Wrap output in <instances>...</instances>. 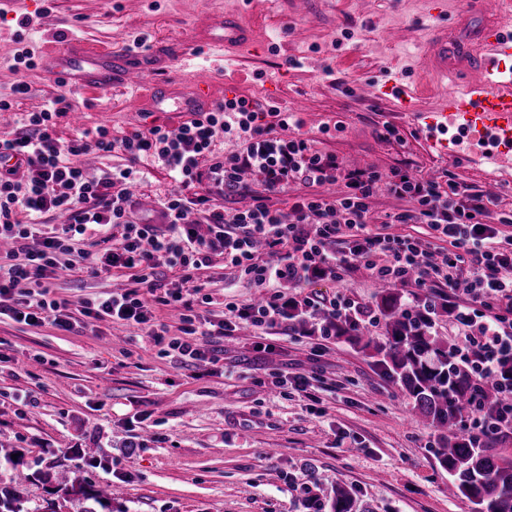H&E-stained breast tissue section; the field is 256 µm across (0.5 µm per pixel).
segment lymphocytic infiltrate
I'll return each mask as SVG.
<instances>
[{"instance_id":"lymphocytic-infiltrate-1","label":"lymphocytic infiltrate","mask_w":512,"mask_h":512,"mask_svg":"<svg viewBox=\"0 0 512 512\" xmlns=\"http://www.w3.org/2000/svg\"><path fill=\"white\" fill-rule=\"evenodd\" d=\"M65 103L64 96L55 97L42 110L26 113L12 138H0V153L20 154L25 164L21 171L0 167V242L9 255L23 258L0 273V314L31 327L72 331L70 303L51 297L49 280L63 271L85 269L96 277L128 269L130 285L82 301L81 314L139 326L151 324L156 306L173 307L180 312L182 336L170 348L182 364L193 366L217 361L212 339L243 323L264 331L287 323L294 310H318L327 319L358 313L359 305L342 295L326 301L287 298L269 284L342 282L363 269L400 286L412 280L451 291L464 285L454 317L461 333L458 360L481 380L495 376L501 361L512 358V239L500 231L512 223V215L488 223L493 199L402 169L387 177L343 171L335 154L316 150L300 136L303 121L295 113L243 97L194 113L172 130L155 125L119 138L100 126L68 141L57 133ZM281 128L289 137L278 136ZM219 130L241 140L242 149L217 154ZM90 153H119L127 165L92 178L79 162ZM142 161L174 182L159 201L157 224L139 217L129 190ZM245 173L253 177V203L226 213L219 200L238 191ZM339 182L343 190L330 192ZM382 190L409 203L392 215V223L428 225L435 238L448 241L449 250L427 249L411 235L374 232L369 207ZM286 192L292 195L289 209L270 204L271 195ZM59 214L67 215V222L45 231L48 218ZM116 225L123 228L117 242L111 233ZM260 243L268 260L257 253ZM217 256L265 294L247 305L227 302L223 318L211 321L200 312L209 297L196 273ZM163 263L178 270L176 283L159 278ZM501 390L509 400L497 418L473 413L462 421V434L487 442L512 431V379L503 378Z\"/></svg>"}]
</instances>
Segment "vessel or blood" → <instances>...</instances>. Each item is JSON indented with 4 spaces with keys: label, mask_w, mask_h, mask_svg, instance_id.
Wrapping results in <instances>:
<instances>
[{
    "label": "vessel or blood",
    "mask_w": 512,
    "mask_h": 512,
    "mask_svg": "<svg viewBox=\"0 0 512 512\" xmlns=\"http://www.w3.org/2000/svg\"><path fill=\"white\" fill-rule=\"evenodd\" d=\"M483 21L472 38L449 41L444 26L433 29L424 48L426 73L418 91L430 88L428 77L454 82L455 90L425 115L431 149L452 156L479 151L484 162L498 167L512 160V0H477ZM212 45L220 51L246 44L251 31L240 19L219 21ZM42 68L53 81L91 87L121 85L135 95H159L164 86L149 83L141 65L126 55L88 48L66 40L48 44ZM476 72L480 82L466 81Z\"/></svg>",
    "instance_id": "b4317fda"
}]
</instances>
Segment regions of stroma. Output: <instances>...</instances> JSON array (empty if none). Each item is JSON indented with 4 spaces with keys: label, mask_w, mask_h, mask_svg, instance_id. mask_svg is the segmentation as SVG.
<instances>
[{
    "label": "stroma",
    "mask_w": 512,
    "mask_h": 512,
    "mask_svg": "<svg viewBox=\"0 0 512 512\" xmlns=\"http://www.w3.org/2000/svg\"><path fill=\"white\" fill-rule=\"evenodd\" d=\"M295 2L13 0L0 6V98L12 102L0 111V137H12L21 113L58 95L84 114L78 127L61 118L65 138L82 127L102 125L120 137L182 123L172 100L156 112L118 85L91 89L48 80L38 67L15 68L18 46L39 54L48 39L71 37L135 49L147 79L176 82L183 92L203 78L214 102L245 97L298 113L303 136L335 154L343 170L446 175L512 212V165L499 171L429 149L421 115L433 111L443 88L410 112L365 92L397 68L416 78L430 0ZM237 12L255 40L216 59L204 43L222 16ZM186 47L195 50L192 60L181 55ZM19 82L29 92L15 100ZM386 125L398 138H379ZM405 206L379 192L371 203L374 231L444 248L427 225L388 223ZM197 278L214 319L223 316L225 298L247 304L260 292L219 258ZM129 280L125 269L98 277L74 271L51 289L76 304ZM382 288L361 269L342 283H285L280 291L289 298L343 294L371 309ZM218 347L217 363L189 369L144 327L80 316L73 331L62 332L0 315V478L38 512H81L78 496L56 491L63 473L86 487H119L112 512H309V498L330 503L340 483L353 489L356 512H471L435 457L436 433L367 352L292 321L260 336L240 330ZM305 373L309 393L266 388L276 377ZM81 448L94 449L96 463L80 458Z\"/></svg>",
    "instance_id": "stroma-1"
}]
</instances>
